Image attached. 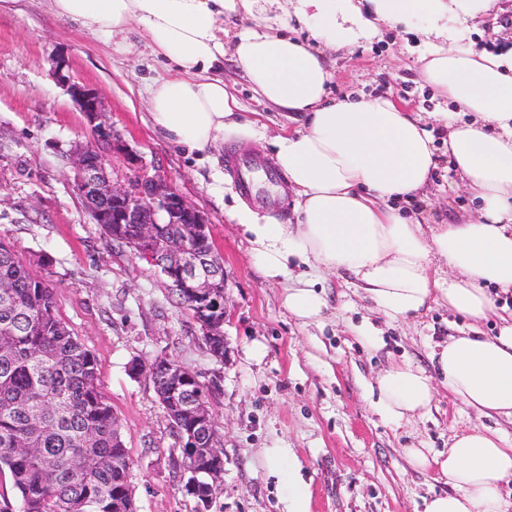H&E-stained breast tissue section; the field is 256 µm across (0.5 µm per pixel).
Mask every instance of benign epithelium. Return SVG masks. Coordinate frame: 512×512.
Returning <instances> with one entry per match:
<instances>
[{
    "instance_id": "obj_1",
    "label": "benign epithelium",
    "mask_w": 512,
    "mask_h": 512,
    "mask_svg": "<svg viewBox=\"0 0 512 512\" xmlns=\"http://www.w3.org/2000/svg\"><path fill=\"white\" fill-rule=\"evenodd\" d=\"M56 82L65 87L95 129L97 140L77 144L70 156L75 187L100 224L112 236L155 267L180 295L192 299L205 336L224 335L226 320L222 267L214 255L210 224L165 176H143L128 188L108 175L110 156L126 154L121 137L103 123L104 104L96 88L73 81L66 59L52 62Z\"/></svg>"
}]
</instances>
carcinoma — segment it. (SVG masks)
Segmentation results:
<instances>
[{
  "instance_id": "1",
  "label": "carcinoma",
  "mask_w": 512,
  "mask_h": 512,
  "mask_svg": "<svg viewBox=\"0 0 512 512\" xmlns=\"http://www.w3.org/2000/svg\"><path fill=\"white\" fill-rule=\"evenodd\" d=\"M202 341L223 362L224 337ZM182 375L176 392L156 375L153 388L191 443L187 483L206 510L221 492L208 471L224 450L213 447L209 410H186L199 386ZM132 464L96 355L59 316L55 289L0 240V512H140Z\"/></svg>"
}]
</instances>
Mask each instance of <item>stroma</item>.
<instances>
[{"label":"stroma","mask_w":512,"mask_h":512,"mask_svg":"<svg viewBox=\"0 0 512 512\" xmlns=\"http://www.w3.org/2000/svg\"><path fill=\"white\" fill-rule=\"evenodd\" d=\"M475 20L470 40L494 51L512 42V0ZM419 35L383 27L353 51H331L329 98L388 95L414 112H442L446 101L420 75ZM68 60L75 81L99 89L105 119L138 157L112 156L111 180L127 186L161 174L205 214L224 268L227 351L208 354L200 327L166 280L129 249L107 246L74 187L69 151L93 142L84 114L51 74ZM138 28L109 37L56 17L51 0H0V239L55 288L59 314L99 360V384L122 427L134 465L131 485L141 512H193L171 464L180 441L149 378L133 361L158 353L217 384L209 399L224 448L221 492L211 512H286L288 481L273 474L264 451L285 448L308 486L310 512H423L433 493L448 490L435 468L410 465L408 448L447 452L455 434L500 430L512 444V422L480 417L447 392L429 411L394 425L375 411L376 375L404 361L431 370L434 343L455 335L465 319L445 306L405 321L378 317L359 299L348 273L321 274L328 308L306 323L283 303L284 280L256 267L248 235L234 215L247 207L225 165L242 150L273 160L270 140L294 128L285 111L261 103L232 54L218 72L240 105V117L265 127L263 139L222 142L204 151L175 144L148 106L154 81L176 76ZM439 163L424 202L429 223L469 214L476 205L449 184L445 131L435 133ZM372 322L382 340L370 347L353 332Z\"/></svg>","instance_id":"35a3bbf8"}]
</instances>
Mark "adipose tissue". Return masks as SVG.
Returning a JSON list of instances; mask_svg holds the SVG:
<instances>
[{
  "label": "adipose tissue",
  "instance_id": "1",
  "mask_svg": "<svg viewBox=\"0 0 512 512\" xmlns=\"http://www.w3.org/2000/svg\"><path fill=\"white\" fill-rule=\"evenodd\" d=\"M256 0H52L57 16L106 34L140 27L176 77L157 81L149 106L155 124L189 148L255 140L264 130L241 121L239 104L214 68L224 57V19L252 13ZM496 0H288L289 21L303 43L265 18L240 31L233 56L268 104L301 116L299 129L273 138L275 159L294 195V224L258 223L236 213L252 238L251 255L270 279L295 277L285 305L304 321L328 304L314 274L349 271L355 287L388 321L445 305L471 323L469 332L436 344L435 375L403 362L378 375L377 413L398 423L430 408L438 386L485 417L512 420V312L498 315L497 335L478 323L496 315L489 291L512 294V50L475 49L451 14L470 17ZM423 29V80L454 104L428 117L377 96L328 99L333 74L326 50L370 40L383 23ZM448 131V161L478 205L476 218L426 223L400 203L423 196L437 166L433 126ZM305 265L292 274L290 261ZM415 467L437 466L450 491L433 494L424 512H505L501 486L512 479V447L490 430L454 437L447 453L410 448Z\"/></svg>",
  "mask_w": 512,
  "mask_h": 512
}]
</instances>
